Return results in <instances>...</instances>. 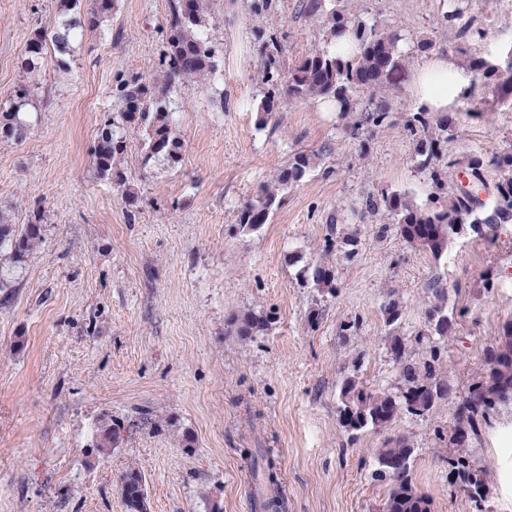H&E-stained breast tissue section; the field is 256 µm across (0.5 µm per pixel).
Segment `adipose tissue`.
Segmentation results:
<instances>
[{
    "label": "adipose tissue",
    "instance_id": "ef3b65f1",
    "mask_svg": "<svg viewBox=\"0 0 512 512\" xmlns=\"http://www.w3.org/2000/svg\"><path fill=\"white\" fill-rule=\"evenodd\" d=\"M468 84L463 71L452 60L428 63L420 71L417 104L419 107L448 112L454 101Z\"/></svg>",
    "mask_w": 512,
    "mask_h": 512
}]
</instances>
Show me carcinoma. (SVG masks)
<instances>
[{
  "label": "carcinoma",
  "mask_w": 512,
  "mask_h": 512,
  "mask_svg": "<svg viewBox=\"0 0 512 512\" xmlns=\"http://www.w3.org/2000/svg\"><path fill=\"white\" fill-rule=\"evenodd\" d=\"M170 23L165 49L161 59L163 85L151 88L138 79H120L114 88L119 102L120 116L127 123L149 127L144 144L146 157L162 156L175 164L180 160L182 139L174 129L168 111L169 88L188 81L205 83L217 67L216 51L203 27L212 0H168ZM116 0H59L58 15L46 27L36 31L21 58V67L33 73L47 44H52L56 65L68 69L66 56L78 30L94 28L103 19L112 16ZM324 0H311L309 12L321 14L327 29L330 47L314 50L288 69L287 93L291 98L324 99L340 104L349 111L361 98L374 96L383 86L388 72L398 65L399 37L379 31L337 5L323 11ZM352 36V47L347 53L336 52L331 45L344 34ZM264 64L267 81L275 80L280 49L269 39ZM466 70L471 83L460 99L474 96L477 81L484 78L496 82L502 97H512V49L506 60L495 63L483 58L467 60ZM31 96L26 83L15 87L13 94L0 104V138L21 139L29 124L21 116ZM458 112L414 113V129L429 132L419 143L422 160L419 170L432 183L435 195L429 203L419 206L403 193L392 192L382 201L369 197L365 209L372 212L384 207L396 224L405 243L440 256L448 249V242L469 228L480 237L491 238L501 224L512 223V148L486 156L472 154L465 164L456 158L446 159L442 166L432 162L443 159L441 143L448 141L456 128ZM127 149L125 138L114 130V122L107 121L99 130L92 154L93 166L101 178L111 179L119 174L117 160ZM312 155L299 151L288 158L279 171L275 183L261 190L239 212V224L256 230L269 222L282 201L281 193L292 183L300 181L312 168ZM494 166L506 175L494 184L485 178V169ZM465 168L467 184L448 175ZM491 200V210L485 211ZM44 225L39 221L18 224L7 210L0 209V254L5 252L11 261L20 264L31 254L43 238ZM315 288L335 289V275L325 266H317L310 275ZM438 302L426 311V328L416 335V343L428 345V357L422 362L409 361L399 339H393L391 351L399 364L401 388L395 392L373 391L363 387L356 376H348L340 391L342 406L340 421L352 434L367 429L390 426L403 410L411 414H425L437 403L454 399V389L443 372L441 352L448 346L453 317L448 315L445 291L435 289ZM267 319L254 313L235 315L229 321L230 332L248 337L266 326ZM487 370L484 376L459 400L455 410V426L448 437V480L466 492L476 508H481L490 492L487 471L477 465L469 448L470 439L478 434L501 409L512 408V322L503 329L502 341L487 350ZM121 425L108 414L97 422L92 449L99 456L108 455L117 447ZM375 477L386 487L382 512H432L429 497L421 493L414 482L415 448L403 437L389 439L376 450ZM262 474L266 484L263 512H280L282 500L275 459L264 454L253 463V474ZM120 493L126 512H150L146 478L140 469L127 468L120 477Z\"/></svg>",
  "instance_id": "cac0c4a2"
}]
</instances>
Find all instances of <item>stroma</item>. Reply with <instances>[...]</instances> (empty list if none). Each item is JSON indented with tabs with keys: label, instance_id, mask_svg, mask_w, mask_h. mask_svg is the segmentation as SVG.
I'll list each match as a JSON object with an SVG mask.
<instances>
[{
	"label": "stroma",
	"instance_id": "stroma-1",
	"mask_svg": "<svg viewBox=\"0 0 512 512\" xmlns=\"http://www.w3.org/2000/svg\"><path fill=\"white\" fill-rule=\"evenodd\" d=\"M306 2L274 0L260 13L254 0H215L205 27L215 74L168 93L180 162L146 159L147 131L131 124L120 177L106 180L92 165L97 133L118 111L117 80L160 83L168 0H117L74 42L69 70L49 54L31 74L21 55L57 0H0V98L25 81L34 88L26 137L0 139V208L44 226L25 262H0L14 286L0 301V512H126L119 477L131 466L146 476L151 512H210L215 502L247 512L250 460L267 450L278 459L283 512H380L374 455L400 435L416 450L415 484L432 512H512V451L499 445L512 411L470 442L492 481L480 508L448 484L454 401L399 413L354 442L338 417L349 373L396 392L391 335L414 360L425 357L415 336L433 287L458 313L443 359L456 398L485 373L487 349L512 322V224L491 240L458 237L436 257L408 246L385 210L363 207L391 192L426 203L431 188L408 129L417 74L434 59L501 57L512 48V0H462L448 21V0H342L400 37L401 65L383 94L363 112H324L283 92L275 118L260 124L264 42L281 43L283 71L326 45ZM421 41L431 50H418ZM470 106L480 118L458 123L445 154L511 148L512 106L493 82L480 83ZM300 150L312 153V169L268 224L242 228L240 209ZM319 265L334 269L335 291L305 282ZM393 299L402 308L394 329L383 317ZM247 312L263 314L265 329L229 333L228 318ZM105 412L123 438L97 456Z\"/></svg>",
	"mask_w": 512,
	"mask_h": 512
}]
</instances>
